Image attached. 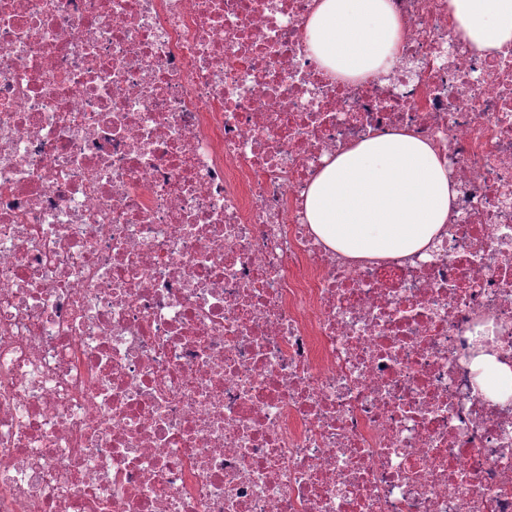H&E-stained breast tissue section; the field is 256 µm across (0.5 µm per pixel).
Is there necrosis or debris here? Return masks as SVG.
I'll return each mask as SVG.
<instances>
[{
  "label": "necrosis or debris",
  "instance_id": "1",
  "mask_svg": "<svg viewBox=\"0 0 512 512\" xmlns=\"http://www.w3.org/2000/svg\"><path fill=\"white\" fill-rule=\"evenodd\" d=\"M0 0V512H512V45L393 0ZM405 130L456 192L403 258L308 224L325 156ZM391 1L317 0L306 22L315 58L337 78L391 67L404 35ZM477 368L482 369L478 381L489 393H497L499 389H505L510 384V379L506 375L509 373L508 368L504 365L495 364L489 357H479Z\"/></svg>",
  "mask_w": 512,
  "mask_h": 512
}]
</instances>
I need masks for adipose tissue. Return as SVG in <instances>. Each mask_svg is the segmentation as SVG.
Instances as JSON below:
<instances>
[{
	"instance_id": "1",
	"label": "adipose tissue",
	"mask_w": 512,
	"mask_h": 512,
	"mask_svg": "<svg viewBox=\"0 0 512 512\" xmlns=\"http://www.w3.org/2000/svg\"><path fill=\"white\" fill-rule=\"evenodd\" d=\"M455 35L481 51L512 45V0H450ZM315 58L354 79L394 61L403 25L391 0H317L306 22ZM455 192L432 146L406 131L326 158L304 194L306 219L349 257H406L447 224Z\"/></svg>"
}]
</instances>
